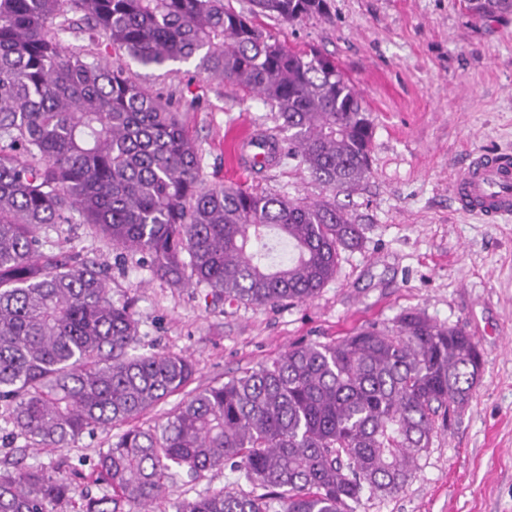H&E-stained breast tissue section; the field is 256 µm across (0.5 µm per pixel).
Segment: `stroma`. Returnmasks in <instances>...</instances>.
<instances>
[{
  "label": "stroma",
  "instance_id": "obj_1",
  "mask_svg": "<svg viewBox=\"0 0 512 512\" xmlns=\"http://www.w3.org/2000/svg\"><path fill=\"white\" fill-rule=\"evenodd\" d=\"M265 26L288 45H317L335 59L374 120L371 171L350 193L333 190L286 160L254 173L237 167L231 143L243 131L274 127L255 96L195 72L194 63L153 70L130 63L134 80L162 95L190 87L184 116L203 151L206 185H239L342 206L364 228L360 249L342 252L335 276L313 299L280 306L206 301L199 287L174 288L134 264L81 224L46 233V252L79 254L112 275V297L132 300L140 352L182 353L195 365L188 391L226 381L289 347L331 342L407 311L458 324L479 343L482 372L465 406L451 415L395 495L363 500L356 512H512V223L489 224L456 209L451 182L475 152L512 150V20L470 17L462 0H330V14ZM112 431L72 447L32 448L28 463L78 468L72 504L102 495L89 477ZM230 469L174 482L154 503L216 490L240 491Z\"/></svg>",
  "mask_w": 512,
  "mask_h": 512
}]
</instances>
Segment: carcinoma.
I'll list each match as a JSON object with an SVG mask.
<instances>
[{
    "instance_id": "obj_1",
    "label": "carcinoma",
    "mask_w": 512,
    "mask_h": 512,
    "mask_svg": "<svg viewBox=\"0 0 512 512\" xmlns=\"http://www.w3.org/2000/svg\"><path fill=\"white\" fill-rule=\"evenodd\" d=\"M480 20L512 0H465ZM329 14L328 0H0V418L28 448H69L181 392V354H138L130 302L112 299L94 261L43 251L41 230L84 224L126 262L214 301L314 297L360 225L327 201L201 186L202 155L179 104L123 68L68 49L104 43L145 68L197 73L270 105L268 164L293 159L341 192L370 172L371 112L336 61L296 50L263 25ZM474 337L405 312L278 357L192 393L156 427L98 454L106 486L82 512H146L168 482L226 465L253 487L184 498L175 512H355L397 492L480 376ZM262 489L257 493L256 489ZM71 483L40 466L0 469V512H67Z\"/></svg>"
}]
</instances>
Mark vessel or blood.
Returning <instances> with one entry per match:
<instances>
[{
    "label": "vessel or blood",
    "instance_id": "obj_1",
    "mask_svg": "<svg viewBox=\"0 0 512 512\" xmlns=\"http://www.w3.org/2000/svg\"><path fill=\"white\" fill-rule=\"evenodd\" d=\"M458 209L483 220H512V152L473 154L451 187Z\"/></svg>",
    "mask_w": 512,
    "mask_h": 512
}]
</instances>
